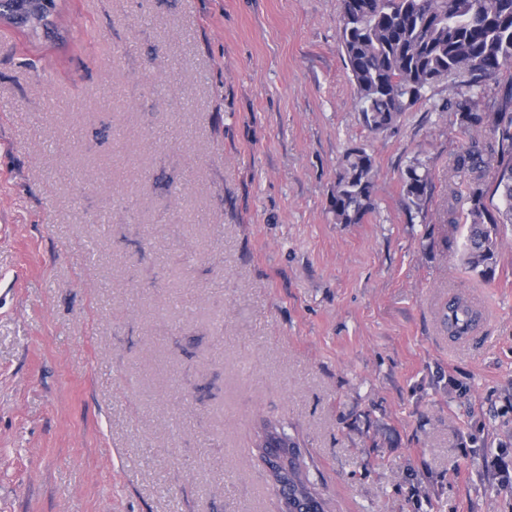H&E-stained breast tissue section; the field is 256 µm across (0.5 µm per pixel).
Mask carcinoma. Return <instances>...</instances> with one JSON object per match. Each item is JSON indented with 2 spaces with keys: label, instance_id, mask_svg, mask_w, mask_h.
<instances>
[{
  "label": "carcinoma",
  "instance_id": "obj_1",
  "mask_svg": "<svg viewBox=\"0 0 512 512\" xmlns=\"http://www.w3.org/2000/svg\"><path fill=\"white\" fill-rule=\"evenodd\" d=\"M16 11L29 16L28 32L54 25L55 0H14ZM340 42L357 89V106L369 132L397 128L400 116L422 93L452 80L465 95L483 82L512 68V0H341ZM459 127L470 136L459 153L456 173L470 182L464 243L468 268L482 278L494 273L502 226L512 224V74L494 112H481L472 98L457 104ZM492 124L495 145L487 150L473 137L484 123ZM497 158L493 192L503 207L487 204L486 154ZM375 166L363 147L349 149L341 162L330 210L338 224H359L372 209ZM407 206L426 202L429 174L422 164L403 176ZM448 331L459 336L476 312L459 301L444 314ZM267 450L288 461L289 493L320 495L309 479L304 459L272 437Z\"/></svg>",
  "mask_w": 512,
  "mask_h": 512
}]
</instances>
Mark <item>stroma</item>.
<instances>
[{
	"mask_svg": "<svg viewBox=\"0 0 512 512\" xmlns=\"http://www.w3.org/2000/svg\"><path fill=\"white\" fill-rule=\"evenodd\" d=\"M56 4L0 22V512H280L263 419L334 512H512V226L470 271L454 83L373 134L341 0ZM18 13L29 16L31 26L26 29L32 34H38L41 26L50 28L54 26L53 15L56 9L55 0H13ZM374 177V160L365 148L353 147L345 153L330 195V210L336 223H361L373 207ZM402 183L407 206L421 209L426 202L429 187V174L422 164L417 162L409 166L402 176ZM476 317V312L462 301H458L457 304L448 307V311L444 314V319L448 323V331L451 336H460L463 333L462 330L465 328L470 329Z\"/></svg>",
	"mask_w": 512,
	"mask_h": 512,
	"instance_id": "stroma-1",
	"label": "stroma"
}]
</instances>
